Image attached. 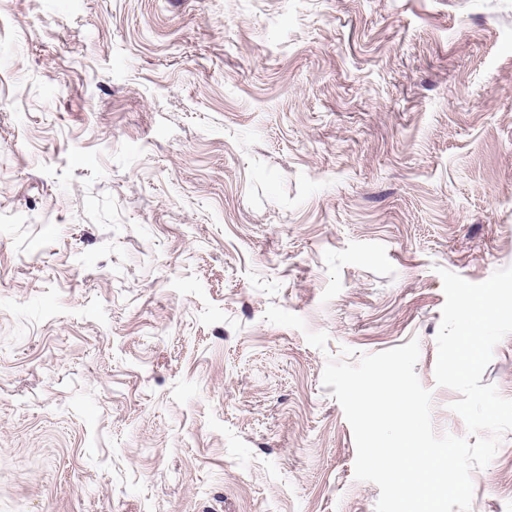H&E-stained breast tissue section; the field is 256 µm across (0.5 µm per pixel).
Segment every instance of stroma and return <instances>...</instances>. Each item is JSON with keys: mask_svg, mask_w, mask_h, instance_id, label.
<instances>
[{"mask_svg": "<svg viewBox=\"0 0 512 512\" xmlns=\"http://www.w3.org/2000/svg\"><path fill=\"white\" fill-rule=\"evenodd\" d=\"M0 512H375L321 378L512 266V0H0ZM471 512H512V431Z\"/></svg>", "mask_w": 512, "mask_h": 512, "instance_id": "35a3bbf8", "label": "stroma"}]
</instances>
